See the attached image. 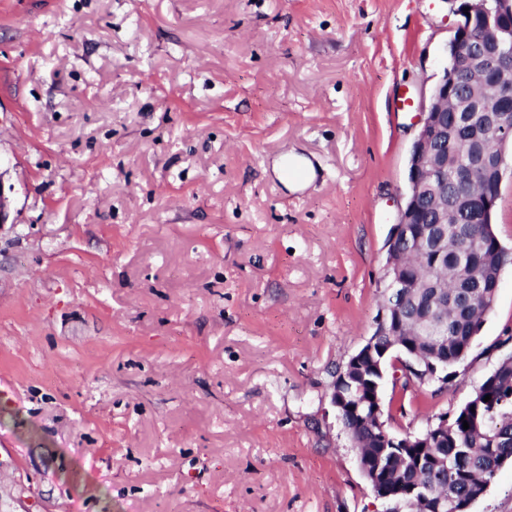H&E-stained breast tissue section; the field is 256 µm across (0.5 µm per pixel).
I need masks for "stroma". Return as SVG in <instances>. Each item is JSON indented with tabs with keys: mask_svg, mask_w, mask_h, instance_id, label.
Listing matches in <instances>:
<instances>
[{
	"mask_svg": "<svg viewBox=\"0 0 512 512\" xmlns=\"http://www.w3.org/2000/svg\"><path fill=\"white\" fill-rule=\"evenodd\" d=\"M456 8L0 0V512H385L331 394ZM510 353L512 265L448 383L386 382L390 431ZM310 165L300 163L294 164H282L278 166V175L280 181L288 183L291 180L295 184H307L309 181L315 179L318 176L319 168L314 161L311 160Z\"/></svg>",
	"mask_w": 512,
	"mask_h": 512,
	"instance_id": "35a3bbf8",
	"label": "stroma"
}]
</instances>
